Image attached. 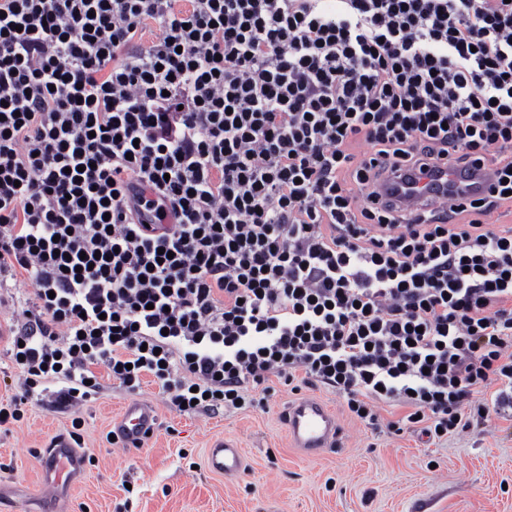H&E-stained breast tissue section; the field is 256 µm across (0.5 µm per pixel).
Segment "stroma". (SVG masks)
<instances>
[{
	"instance_id": "1",
	"label": "stroma",
	"mask_w": 512,
	"mask_h": 512,
	"mask_svg": "<svg viewBox=\"0 0 512 512\" xmlns=\"http://www.w3.org/2000/svg\"><path fill=\"white\" fill-rule=\"evenodd\" d=\"M16 316L0 300V403L19 391L7 349ZM76 413L49 401L25 407L22 422L0 426V512H512V419L491 418L427 446L404 433L366 428L324 387L295 394L279 380L263 406L218 415L180 413L145 384L140 399L159 423L139 449L109 441L130 395L103 380ZM320 399L341 429L337 447L310 458L288 438L284 411L297 396ZM80 419L85 477L50 497L39 454ZM229 439L244 470L227 479L205 467L206 451Z\"/></svg>"
}]
</instances>
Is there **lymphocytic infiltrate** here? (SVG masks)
<instances>
[{
	"label": "lymphocytic infiltrate",
	"mask_w": 512,
	"mask_h": 512,
	"mask_svg": "<svg viewBox=\"0 0 512 512\" xmlns=\"http://www.w3.org/2000/svg\"><path fill=\"white\" fill-rule=\"evenodd\" d=\"M485 156L482 198L377 200ZM504 206L512 0H0V287H33L13 421L100 367L188 414L299 378L430 444L512 412Z\"/></svg>",
	"instance_id": "lymphocytic-infiltrate-1"
}]
</instances>
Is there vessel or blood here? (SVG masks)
Listing matches in <instances>:
<instances>
[{
	"label": "vessel or blood",
	"mask_w": 512,
	"mask_h": 512,
	"mask_svg": "<svg viewBox=\"0 0 512 512\" xmlns=\"http://www.w3.org/2000/svg\"><path fill=\"white\" fill-rule=\"evenodd\" d=\"M492 160L486 159L465 166L443 169L440 174L418 179L414 191L400 192L402 207L412 209L423 200L442 192L470 191L488 194L493 184ZM288 435L295 448L313 456L337 444L340 435L335 415L321 401L306 397L290 403L284 412ZM157 416L152 405L144 400L129 401L113 434L116 440L128 448L142 447L153 434ZM85 465L83 454L71 440L60 436L46 448L41 466L57 490L69 487L82 473ZM206 465L210 472L234 476L241 472L244 457L233 442L222 440L209 448Z\"/></svg>",
	"instance_id": "obj_1"
}]
</instances>
